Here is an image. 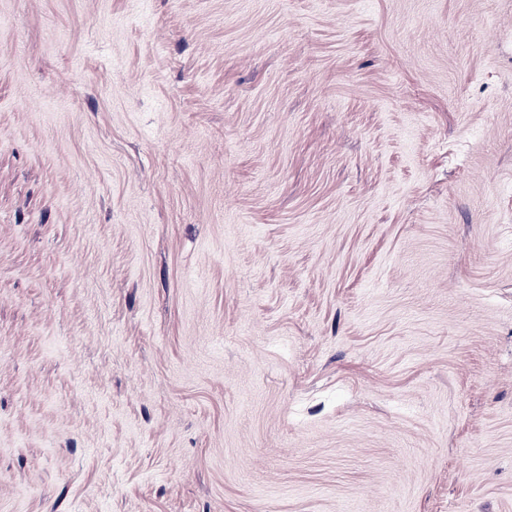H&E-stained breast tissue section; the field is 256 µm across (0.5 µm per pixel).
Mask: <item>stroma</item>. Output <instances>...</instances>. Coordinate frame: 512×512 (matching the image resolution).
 <instances>
[{
    "instance_id": "1",
    "label": "stroma",
    "mask_w": 512,
    "mask_h": 512,
    "mask_svg": "<svg viewBox=\"0 0 512 512\" xmlns=\"http://www.w3.org/2000/svg\"><path fill=\"white\" fill-rule=\"evenodd\" d=\"M0 512H512V0H0Z\"/></svg>"
}]
</instances>
